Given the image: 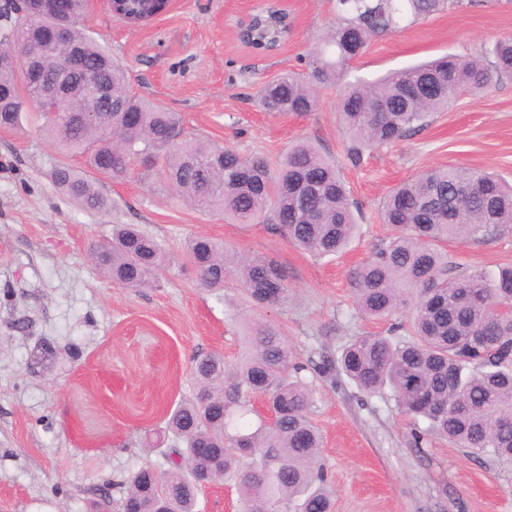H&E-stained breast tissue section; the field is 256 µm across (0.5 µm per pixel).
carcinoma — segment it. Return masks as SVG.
<instances>
[{
    "mask_svg": "<svg viewBox=\"0 0 512 512\" xmlns=\"http://www.w3.org/2000/svg\"><path fill=\"white\" fill-rule=\"evenodd\" d=\"M465 0H334L335 24L313 52L308 76L286 73L258 91L263 110L302 115L319 104L318 87L344 83L337 117L348 139V159L394 144L423 126L434 112L466 92L479 95L512 76V35L499 38L492 60L444 58L393 71L372 82H343L352 60L371 39L400 31ZM16 40L38 44L44 85L28 83L18 62L0 54V129L19 126L26 101L51 96L50 67L69 50L84 70L57 115L45 121L47 138L64 155H80L86 167L123 181L138 163L174 196L202 213L219 212L230 224H269L286 241L319 258L343 252L354 238L357 206L336 163L311 143H297L275 162L246 157L229 146L180 138L178 116L133 94L120 66L89 34L85 0L42 18L34 0L14 7ZM254 49L266 53L287 36L290 22L275 4L260 8ZM61 28L66 40H55ZM108 85L112 104L82 90ZM433 86L427 97L413 89ZM56 186L80 207L99 211L107 198L83 171L66 163ZM388 241L351 272L359 313L385 319L413 304V338L366 334L341 347L320 369L336 370L372 396L389 389L397 412L428 422L414 432L446 439L472 453L512 461V319L498 313L512 305V265L493 273L448 276L439 245L482 239L512 229V185L454 165L433 167L391 190L381 201ZM96 264L120 288H152L168 253L133 224L112 225V238L93 247ZM185 254L203 285L214 290L233 280L259 309L288 301V274L273 258H251L207 236L185 243ZM245 349L229 365L217 354L194 359L195 397L167 417L161 438L182 444L168 467L140 468L117 502L118 512H197L201 483L236 480L241 512H332V490L321 461L322 440L310 418L312 385L303 362L275 325L245 323ZM263 399L275 422L245 421L253 397Z\"/></svg>",
    "mask_w": 512,
    "mask_h": 512,
    "instance_id": "carcinoma-1",
    "label": "carcinoma"
}]
</instances>
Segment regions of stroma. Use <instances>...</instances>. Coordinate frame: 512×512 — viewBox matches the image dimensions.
Wrapping results in <instances>:
<instances>
[{"label":"stroma","mask_w":512,"mask_h":512,"mask_svg":"<svg viewBox=\"0 0 512 512\" xmlns=\"http://www.w3.org/2000/svg\"><path fill=\"white\" fill-rule=\"evenodd\" d=\"M259 0H174L149 26L130 28L105 0H88L86 24L102 37L137 95L177 113L184 136L273 159L299 140L336 160L362 217L346 253L319 259L270 226L243 227L178 201L132 171L125 181H96L110 207L77 206L57 189L65 161L42 134L34 109L17 131L0 130V512H103L142 466L165 464V448L144 436L195 393L192 360L242 350V290L201 285L184 254L204 235L250 255L275 258L288 273V303L263 309L302 360L337 355L351 339L408 324L410 308L390 321L355 309L349 272L389 235L380 199L427 169L457 164L512 183V78L480 96L459 95L415 135L346 157L336 110L341 87L323 90L303 116H273L257 92L285 72H308L310 51L334 20L332 0H286L296 27L279 51L260 56L236 39L238 20ZM512 34V0L434 15L372 41L350 78L388 72L447 54L487 55ZM116 224H134L169 252L157 287L119 288L91 258ZM453 276L512 263V231L481 241L445 243ZM311 417L334 512H512V462L476 456L448 440L413 442L414 424L397 414L389 393L365 396L345 379L308 373Z\"/></svg>","instance_id":"obj_1"}]
</instances>
